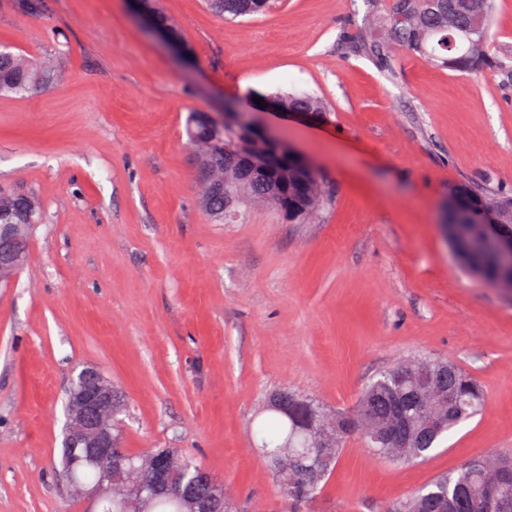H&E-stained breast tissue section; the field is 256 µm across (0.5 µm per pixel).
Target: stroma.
<instances>
[{
  "label": "stroma",
  "mask_w": 512,
  "mask_h": 512,
  "mask_svg": "<svg viewBox=\"0 0 512 512\" xmlns=\"http://www.w3.org/2000/svg\"><path fill=\"white\" fill-rule=\"evenodd\" d=\"M182 57L138 0H0V43L62 80L0 97V184L33 189L43 219L0 284V512H81L60 471L70 383L97 367L128 400L124 446L180 448L248 512H381L437 476L512 453V294L464 268L443 225L448 186L512 192V80L420 57L349 54L391 0H275L224 21L203 0H157ZM318 97L302 120L255 95ZM237 97L315 165L332 204L307 224L266 206L213 223L189 112ZM448 359L485 392L480 415L422 462L375 458L350 435L309 503L288 504L252 437L288 387L350 410L376 375Z\"/></svg>",
  "instance_id": "35a3bbf8"
}]
</instances>
